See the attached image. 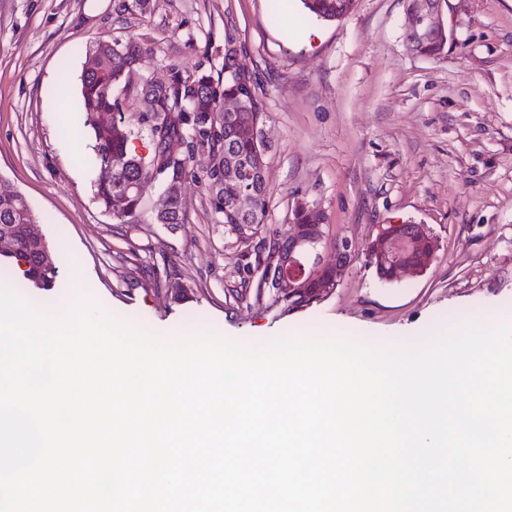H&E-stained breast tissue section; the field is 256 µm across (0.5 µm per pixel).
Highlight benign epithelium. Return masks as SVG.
I'll use <instances>...</instances> for the list:
<instances>
[{
  "instance_id": "1",
  "label": "benign epithelium",
  "mask_w": 512,
  "mask_h": 512,
  "mask_svg": "<svg viewBox=\"0 0 512 512\" xmlns=\"http://www.w3.org/2000/svg\"><path fill=\"white\" fill-rule=\"evenodd\" d=\"M417 6L407 9L409 22L405 35H421L446 45L452 32L441 20L442 0H416ZM320 224H297L295 231L288 236V248L273 254L270 263L261 266L265 279L275 284L284 294H306L312 291L310 281L320 273L337 280L339 272L360 260V254L347 238H338L335 243L336 261L333 265L322 263L319 245ZM412 251L417 254L414 261L396 262L392 267L393 278L412 269L420 271L425 261L435 251V243L426 238L421 226H414L413 234L400 230V225L381 224L373 240L370 255L375 263L383 262L387 252Z\"/></svg>"
}]
</instances>
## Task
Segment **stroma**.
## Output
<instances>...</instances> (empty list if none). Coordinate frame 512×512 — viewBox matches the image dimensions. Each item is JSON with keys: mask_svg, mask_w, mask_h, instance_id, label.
<instances>
[{"mask_svg": "<svg viewBox=\"0 0 512 512\" xmlns=\"http://www.w3.org/2000/svg\"><path fill=\"white\" fill-rule=\"evenodd\" d=\"M405 0H356L327 22L300 0H0V187L25 194L59 276L23 299L54 307L86 286L105 310L166 339L209 332L243 346L332 339L395 348L471 318L512 321V0H444L453 31L435 60L410 53ZM256 82L265 119L264 223L230 228L196 179L186 221L159 224V181L144 184L133 223L94 197L90 137L74 103L87 49L135 38L147 49L113 97L129 124L136 92L170 64L220 73L224 35ZM319 203L326 261L337 238L367 254L382 224H421L437 242L427 269L381 281L346 269L336 288L295 309L260 287L267 229L289 235L296 202ZM183 290L174 294L171 285Z\"/></svg>", "mask_w": 512, "mask_h": 512, "instance_id": "obj_1", "label": "stroma"}]
</instances>
